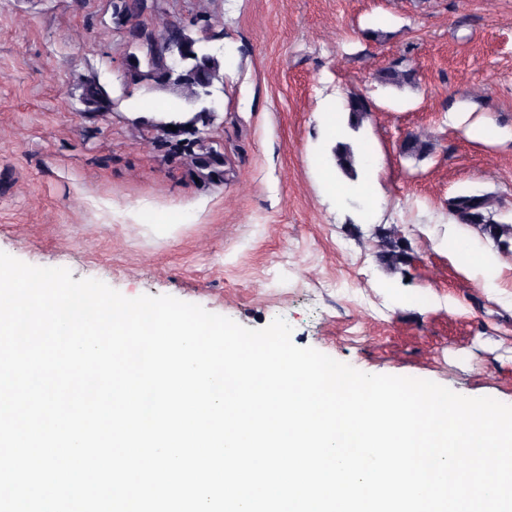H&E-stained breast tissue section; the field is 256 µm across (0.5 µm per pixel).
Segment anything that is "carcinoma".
<instances>
[{
    "label": "carcinoma",
    "instance_id": "1",
    "mask_svg": "<svg viewBox=\"0 0 512 512\" xmlns=\"http://www.w3.org/2000/svg\"><path fill=\"white\" fill-rule=\"evenodd\" d=\"M143 0H123L121 17L117 24L122 26L131 20L143 23ZM151 40L148 50L151 51L154 61L152 74L146 75L141 67L130 64L125 68V83L137 85L145 81L154 87L169 91L185 101L196 99L201 92V79L210 84L224 82L221 60L213 54L206 45V39L196 36L191 26L180 22L165 24L162 32L149 29ZM168 43L180 44L190 53L189 59L177 71L169 70V60L164 50ZM382 82L397 86L412 85L416 81L415 71L411 68L395 65L380 72ZM83 100L86 102V111L92 114H108L115 111L120 99L112 94V88L92 78L83 84ZM206 111L205 124H210L217 108L188 109V112L153 120L148 127L168 126L173 123H191L194 121L196 111ZM344 110L348 113L347 125L356 131L360 128L366 115L371 112L367 101L361 94H354L345 102ZM432 147L430 136L425 132L412 134L406 152L423 154ZM336 168L345 177L354 180L357 177L356 154L351 144L336 142L332 150ZM499 201L492 195L471 193L457 195L448 199V215L459 224L475 225L481 232L504 244L509 245L512 240V225L502 223L496 219L498 216ZM382 248L379 252L380 263L389 268L405 266L410 263L411 256L406 248L397 240L381 236Z\"/></svg>",
    "mask_w": 512,
    "mask_h": 512
}]
</instances>
